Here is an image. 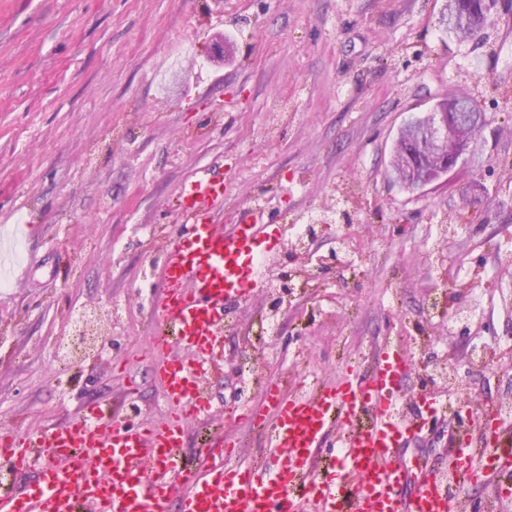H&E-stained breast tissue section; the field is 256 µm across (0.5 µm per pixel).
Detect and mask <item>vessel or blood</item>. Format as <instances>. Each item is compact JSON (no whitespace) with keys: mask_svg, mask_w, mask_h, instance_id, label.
Segmentation results:
<instances>
[{"mask_svg":"<svg viewBox=\"0 0 512 512\" xmlns=\"http://www.w3.org/2000/svg\"><path fill=\"white\" fill-rule=\"evenodd\" d=\"M225 186L210 169L184 184L186 217L166 245L152 297L156 327L149 338L158 358L152 375L163 392L166 416L131 423L85 406L78 423L35 434L0 431V465L37 479L18 492L0 493V512H453L442 485L452 467L465 483L485 484L512 472V450L474 447L453 434L452 464L406 459L401 448L438 421L444 400L404 415L401 380L413 369L393 342L379 344L369 370L346 371L337 382L284 390L267 384L261 405L246 412L252 426H268L274 466L229 464L203 455L183 460L184 420L207 412V381L223 352L231 303L256 293L265 262L276 256L280 226L251 209L238 223L216 224ZM336 451L329 470L319 457L328 437Z\"/></svg>","mask_w":512,"mask_h":512,"instance_id":"vessel-or-blood-1","label":"vessel or blood"}]
</instances>
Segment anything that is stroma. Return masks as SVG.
Wrapping results in <instances>:
<instances>
[{
  "instance_id": "35a3bbf8",
  "label": "stroma",
  "mask_w": 512,
  "mask_h": 512,
  "mask_svg": "<svg viewBox=\"0 0 512 512\" xmlns=\"http://www.w3.org/2000/svg\"><path fill=\"white\" fill-rule=\"evenodd\" d=\"M442 3L0 0V249L22 255L19 280L0 290V428L73 422L88 404L160 414L146 273L184 224L180 191L203 166L227 186L217 223L259 204L285 231L264 289L226 320L188 462L225 436L238 462L266 461L239 420L263 395L242 361L293 388L313 362L323 381L353 359L369 367L386 338L428 336L466 358L465 340H447L449 314L474 288L512 300V0L463 43L443 32ZM216 38L221 59L209 55ZM451 95L488 117L481 164L406 191L388 179L398 131ZM308 223L316 234L299 257L290 227ZM435 224L447 238L431 237ZM332 250L338 263L321 269ZM434 298L443 315L427 314ZM75 309L117 344L63 367L53 345ZM272 311L279 329L260 337Z\"/></svg>"
}]
</instances>
